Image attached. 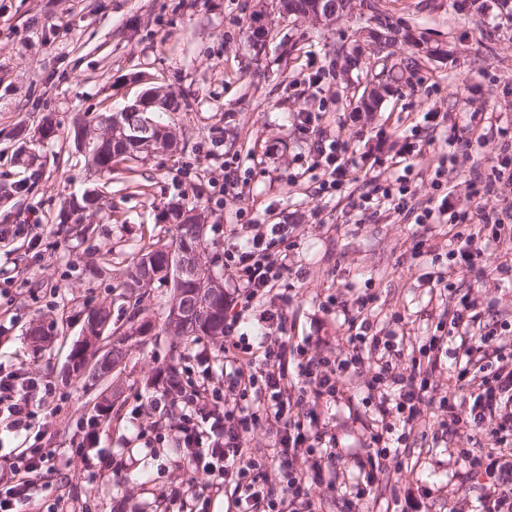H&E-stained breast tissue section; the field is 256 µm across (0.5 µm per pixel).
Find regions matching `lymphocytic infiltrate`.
I'll use <instances>...</instances> for the list:
<instances>
[{
	"label": "lymphocytic infiltrate",
	"instance_id": "obj_1",
	"mask_svg": "<svg viewBox=\"0 0 512 512\" xmlns=\"http://www.w3.org/2000/svg\"><path fill=\"white\" fill-rule=\"evenodd\" d=\"M313 165L321 175V191L335 195L345 189L352 160L349 146L339 139L314 141ZM365 182L372 190L365 195V204L390 205L395 213L407 211L414 196L405 177L384 183L372 173H365ZM458 223H477V231L454 232L449 255L459 269L473 270L484 253L478 245L482 231H498L504 223L496 211L478 209L459 214ZM288 225L269 224L264 232L233 245L224 252V270L241 290L239 302L227 305L224 312V359L226 391L201 386L198 394L168 399V407L187 404L179 415L178 438L184 463L202 470L211 477L212 489L224 484L235 486L237 512H318L314 486L334 487L336 469L335 436L326 434L317 405L350 399L353 381L360 374L365 358L378 357L380 367L368 383L380 390L376 407L379 416L396 414L402 424L401 434H393L391 425L372 431L366 445L365 483L357 484L356 494L368 496L381 462L396 456L405 447L412 424L425 407L431 404L429 372L420 358L456 338L460 344L454 351L456 378L467 386L464 395H449L441 405L447 408L454 422H464L484 429L489 420H496L490 429L493 437L503 440L512 436V353H506L504 339L512 335V323L482 322L475 303L461 302L454 309L443 335L428 336L419 348L420 358L412 359L410 367H399L403 355L400 341L393 336L379 335L371 319L372 297L363 298L356 313L346 315L348 353L328 356L304 338L296 346L279 339H269L253 346L238 328L246 314L260 305L267 296L288 302V291L282 286L288 275V251L293 243L288 238ZM479 335L473 344L461 338L471 328ZM492 353L484 365L479 383H472L473 355ZM38 382L18 373H0V423L25 436L24 448L15 452L9 463L11 478L0 485V512H16L22 505H32L34 478L47 464L53 463L55 451L41 445L35 430L40 400ZM235 396L233 406H225V393ZM268 426L274 433V457L282 471L280 484L268 479L267 461L257 459L247 446V437L255 429ZM319 454L328 462L327 468L313 473L294 470L291 462L300 453Z\"/></svg>",
	"mask_w": 512,
	"mask_h": 512
}]
</instances>
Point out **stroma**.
<instances>
[{"mask_svg":"<svg viewBox=\"0 0 512 512\" xmlns=\"http://www.w3.org/2000/svg\"><path fill=\"white\" fill-rule=\"evenodd\" d=\"M381 3L443 54L421 55L378 111L364 114L356 100L379 68L372 52L357 50L356 18L319 26L272 13L266 49L257 56L247 37L263 0H0V226L13 230L0 239V370L52 388L39 418L43 446L59 457L36 476L34 490L46 512L56 502L63 512H134L210 482L183 464L169 426H162L166 439L158 448L145 447L139 432L156 420L150 403L157 392L148 378L173 364L181 378L200 381L198 355H216L212 340L185 354L166 335L131 345L114 377L90 390L65 375L89 308L110 303L113 328L130 330L132 306L116 283L141 249L174 234L159 219L168 204L201 205L208 255L244 242L258 225H292L293 300L265 303L283 312L291 343L319 336L333 353H347L342 312L321 310L334 296L351 304L375 295L378 329L412 342L436 333L463 299L512 322V287L501 274L466 273L448 257L455 215L477 203L471 178H492L493 161L512 155V0ZM150 82L181 104L161 116L179 149L152 154L133 173L120 164L108 174L91 169L71 137L74 123L123 109ZM304 112L317 116L306 130ZM427 112L446 120L425 123ZM475 112L490 114L500 135L481 147L448 145L454 127L475 141L482 131L469 124ZM415 129L425 146L412 161L411 211L365 210V171L394 181L403 140ZM318 137L345 140L353 152L341 194L319 192L310 154ZM228 163L240 179L234 190L224 187ZM442 163L448 211L426 231L430 253L417 260L416 213L434 196L431 179ZM93 188L102 192L91 217L94 234H68V199ZM433 270L445 276L436 287L425 278ZM39 325L53 327L55 339L33 343L29 332ZM368 395L363 386L354 402L319 408L342 453L335 489L316 490L323 512H450L458 505L474 512L494 484L484 471L468 472L463 458L498 442L452 425L434 407L415 421L405 452L386 459L370 497L346 495L364 478L357 460L375 417ZM108 399L116 415L97 420L95 404ZM103 461L108 469L88 481V465Z\"/></svg>","mask_w":512,"mask_h":512,"instance_id":"35a3bbf8","label":"stroma"}]
</instances>
